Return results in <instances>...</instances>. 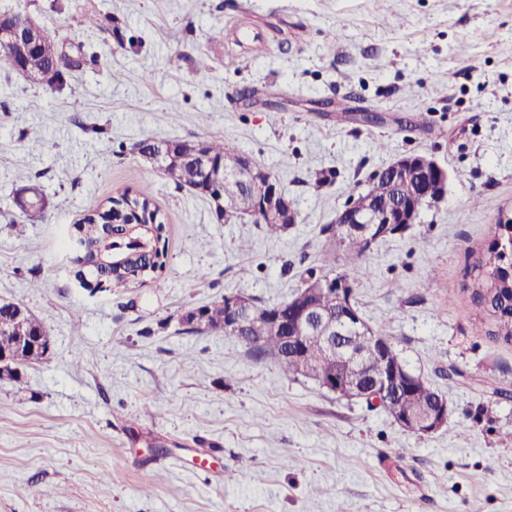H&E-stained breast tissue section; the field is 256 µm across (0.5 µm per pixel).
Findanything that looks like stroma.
<instances>
[{
    "instance_id": "35a3bbf8",
    "label": "stroma",
    "mask_w": 512,
    "mask_h": 512,
    "mask_svg": "<svg viewBox=\"0 0 512 512\" xmlns=\"http://www.w3.org/2000/svg\"><path fill=\"white\" fill-rule=\"evenodd\" d=\"M92 11L106 30L84 25ZM8 12L55 28L75 66L62 87L0 71V302L51 340L0 375V512H512V344L489 337L468 273L512 210V0H0ZM196 138L272 172L296 224L221 223L134 149ZM415 154L447 171L443 197L336 271L446 396L442 429L409 433L237 340L183 332L181 314L227 294L292 297L323 225ZM20 168L43 217L13 201ZM145 184L166 225L161 284L87 290L65 247L78 220Z\"/></svg>"
}]
</instances>
